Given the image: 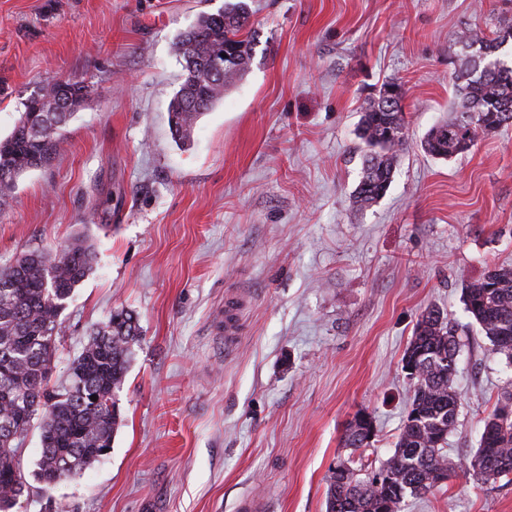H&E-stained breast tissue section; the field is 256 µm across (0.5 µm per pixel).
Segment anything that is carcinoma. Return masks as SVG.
I'll return each mask as SVG.
<instances>
[{
  "instance_id": "obj_1",
  "label": "carcinoma",
  "mask_w": 512,
  "mask_h": 512,
  "mask_svg": "<svg viewBox=\"0 0 512 512\" xmlns=\"http://www.w3.org/2000/svg\"><path fill=\"white\" fill-rule=\"evenodd\" d=\"M247 0H224V8L202 13L177 43L182 81L169 110L174 137L189 140L200 115L240 80L252 60L255 30ZM512 25L488 37L466 28L456 39V115L433 125L421 141L432 157L468 151L483 135L512 125V61L501 47ZM226 53L224 69L214 57ZM401 83L384 84L366 99L359 122L365 150L355 202L369 206L387 192L407 146ZM89 96L82 81L58 79L39 87L23 103L18 124L0 140V202L18 178L50 164L59 152L61 130ZM93 251L77 238L55 252L32 249L0 268V512H13L26 488L17 445L40 418V458L34 477L49 489L74 478L112 448L120 415L113 392L125 379L137 320L126 310L100 323L68 366V382L51 385L60 316L75 288L92 270ZM464 302L494 351L512 364V268L493 266L465 285ZM460 343L456 329L436 307L419 316L402 361L414 367L411 410L392 456L376 471L343 462L327 477V512H401L408 497L432 493L435 479L453 464L445 447L458 416L453 387ZM97 400H91V396ZM366 435L350 423L344 447L365 448ZM465 471L481 480L512 474V417L493 410L485 419L476 452Z\"/></svg>"
}]
</instances>
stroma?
Listing matches in <instances>:
<instances>
[{
	"instance_id": "obj_1",
	"label": "stroma",
	"mask_w": 512,
	"mask_h": 512,
	"mask_svg": "<svg viewBox=\"0 0 512 512\" xmlns=\"http://www.w3.org/2000/svg\"><path fill=\"white\" fill-rule=\"evenodd\" d=\"M248 2L251 65L182 144L168 123L176 44L224 0H0V137L37 87H90L60 154L0 205V266L78 237L95 247L61 315L55 378L112 311L140 327L109 454L47 490L31 429L16 512H235L246 496L326 512L332 467L392 455L411 396L401 359L429 306L460 340L457 468L402 512H512V481L459 468L512 391V365L463 302L488 265L512 267V126L446 160L420 146L453 115L457 32L497 30L512 0ZM387 81L405 88L408 143L362 208L356 128ZM231 296L228 350L212 326ZM364 411L374 436L357 452L343 435Z\"/></svg>"
}]
</instances>
